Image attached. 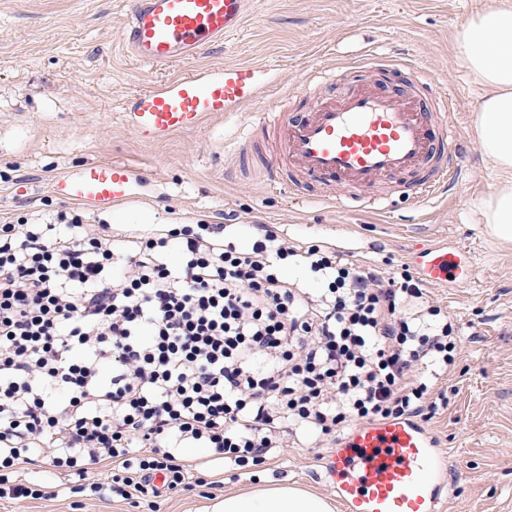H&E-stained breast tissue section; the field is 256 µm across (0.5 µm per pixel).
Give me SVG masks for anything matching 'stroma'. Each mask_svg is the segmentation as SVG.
<instances>
[{
  "label": "stroma",
  "instance_id": "obj_1",
  "mask_svg": "<svg viewBox=\"0 0 512 512\" xmlns=\"http://www.w3.org/2000/svg\"><path fill=\"white\" fill-rule=\"evenodd\" d=\"M493 0H254L245 27L200 56L147 66L127 52L128 0H0V222L32 213L77 210L87 223L110 224L115 237L158 224H237L238 247L249 227L271 224L289 242L335 245L356 237L360 262L382 268L408 264L413 237L469 252L472 279L427 294L461 330V352L440 377L448 406L427 421L448 466L439 512H512V244L493 237L479 203L497 174L479 149L476 110L483 90L456 54L465 21ZM375 55L408 62L425 73L435 98L446 100L469 150L457 186L422 210L398 200L385 212L349 214L312 201L315 181L270 182L268 156L253 107L207 117L197 130L147 143L124 124L140 94L191 70L263 61L279 82L288 112L341 93L357 79L350 65ZM336 72L335 83L320 82ZM310 94H293L302 78ZM119 160L141 175L119 221L113 207L57 196L58 174L91 161ZM324 448L288 441L253 474L223 461L211 465L221 486L179 492L161 512H204L215 498L272 485H298L335 500L320 477ZM0 512H149L147 505L110 499L84 502L62 492L53 499H0Z\"/></svg>",
  "mask_w": 512,
  "mask_h": 512
}]
</instances>
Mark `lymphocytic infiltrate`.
Here are the masks:
<instances>
[{"instance_id": "1", "label": "lymphocytic infiltrate", "mask_w": 512, "mask_h": 512, "mask_svg": "<svg viewBox=\"0 0 512 512\" xmlns=\"http://www.w3.org/2000/svg\"><path fill=\"white\" fill-rule=\"evenodd\" d=\"M223 233L171 224L116 241L76 211L0 224V471L41 456L93 496L161 499L205 483L185 448L257 466L289 434L333 441L447 406L432 376L454 364L459 330L409 268L293 245L269 224L246 250ZM291 261L317 293L288 282Z\"/></svg>"}]
</instances>
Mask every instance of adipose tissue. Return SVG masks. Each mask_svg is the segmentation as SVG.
<instances>
[{"label": "adipose tissue", "instance_id": "1", "mask_svg": "<svg viewBox=\"0 0 512 512\" xmlns=\"http://www.w3.org/2000/svg\"><path fill=\"white\" fill-rule=\"evenodd\" d=\"M455 49L484 88L475 130L481 153L498 171L496 190L483 198L480 210L495 238L512 242V0L471 16L455 39ZM210 512H332L322 496L303 488L274 485L229 494Z\"/></svg>", "mask_w": 512, "mask_h": 512}]
</instances>
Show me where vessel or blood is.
<instances>
[{"label":"vessel or blood","instance_id":"vessel-or-blood-1","mask_svg":"<svg viewBox=\"0 0 512 512\" xmlns=\"http://www.w3.org/2000/svg\"><path fill=\"white\" fill-rule=\"evenodd\" d=\"M248 0H132L124 43L139 62L167 65L195 58L239 32ZM261 63H232L223 72L183 74L139 95L129 128L141 139L199 128L208 114L259 108L260 127L275 148L265 170H289L331 188L324 203L350 211L370 203L367 191L416 174L403 192L415 203L456 182L464 156L447 103L424 109L429 91L418 67L406 86L362 82L310 111L284 112L271 94ZM136 172L120 162L93 161L54 183L57 195L93 205L127 200ZM408 258L433 286H460L468 275L462 253L439 243H416ZM345 512H438L446 462L434 435L417 421L368 422L339 438L321 460Z\"/></svg>","mask_w":512,"mask_h":512}]
</instances>
